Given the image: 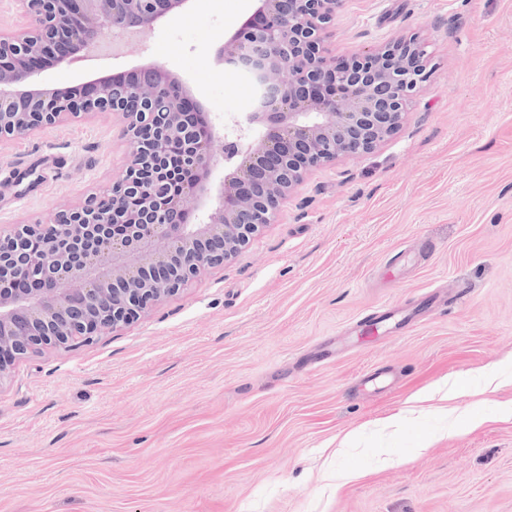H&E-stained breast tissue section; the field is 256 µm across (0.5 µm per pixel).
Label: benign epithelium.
I'll use <instances>...</instances> for the list:
<instances>
[{
    "label": "benign epithelium",
    "instance_id": "obj_1",
    "mask_svg": "<svg viewBox=\"0 0 512 512\" xmlns=\"http://www.w3.org/2000/svg\"><path fill=\"white\" fill-rule=\"evenodd\" d=\"M23 29L0 32V140L72 117L113 112L129 146L122 173L103 193L60 211L53 222L0 234V383L14 364L44 346L74 349L136 319L177 293L205 266L234 258L316 169L373 152L402 126L430 76L417 34L336 58L325 35L343 0H260L253 19L224 43L220 58L244 71L257 96L251 110L217 131L203 120L190 137L185 119L203 113L187 85L160 65L87 82L71 97L39 84L42 63L68 64L108 35L129 40L153 30L188 0H18ZM288 74L279 81L273 75ZM186 143L177 196L162 200L157 161ZM234 170L212 179L215 144ZM46 241L22 248L32 233ZM24 281L27 288H14Z\"/></svg>",
    "mask_w": 512,
    "mask_h": 512
}]
</instances>
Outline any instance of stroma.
I'll use <instances>...</instances> for the list:
<instances>
[{
	"label": "stroma",
	"instance_id": "obj_1",
	"mask_svg": "<svg viewBox=\"0 0 512 512\" xmlns=\"http://www.w3.org/2000/svg\"><path fill=\"white\" fill-rule=\"evenodd\" d=\"M258 6L191 0L120 56L39 79L155 63L218 122L254 92L217 52ZM413 32L435 71L391 139L308 174L234 259L137 320L15 364L0 512H512V0H344L326 45ZM125 153L109 112L0 142V230L103 193ZM390 307L403 328L344 335ZM370 373L392 388L364 391ZM442 380L456 398L412 412Z\"/></svg>",
	"mask_w": 512,
	"mask_h": 512
}]
</instances>
